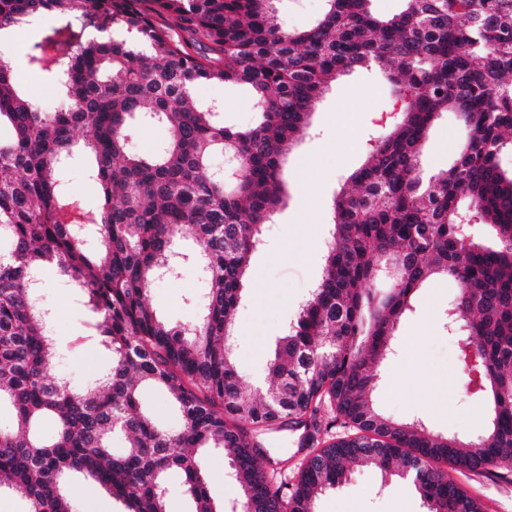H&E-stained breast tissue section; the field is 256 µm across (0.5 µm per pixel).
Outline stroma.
Masks as SVG:
<instances>
[{"label": "stroma", "mask_w": 512, "mask_h": 512, "mask_svg": "<svg viewBox=\"0 0 512 512\" xmlns=\"http://www.w3.org/2000/svg\"><path fill=\"white\" fill-rule=\"evenodd\" d=\"M52 21L47 15L41 23L17 28L7 36L19 88L48 112L56 109L59 90L28 68L27 54L41 27ZM194 97L200 104H222L227 126L244 129L256 121L243 86L203 82L196 85ZM392 109L390 86L379 73L350 71L320 97L307 134L284 159L281 179L286 197L252 256L234 316V355L247 392H256L259 382L266 380L277 336L320 281L324 256L314 252L311 244L318 239L330 243L333 200L345 178L363 163L369 143L393 123ZM462 137L454 113L444 114L424 149L423 177L447 169L453 145ZM91 165V156L78 146L65 170L68 192L89 209L100 203L99 191L88 180ZM303 183L310 193L306 199L298 192ZM41 278L38 303L52 311L60 344L58 354L46 364L47 375L66 381L71 388H85L111 368L112 356L102 348L75 347V337L91 333L93 316L55 266H46ZM206 291L198 267L188 261L178 277L154 283L150 302L170 324L184 327L200 319ZM455 292L452 281L438 278L419 289L412 313L397 328L395 355L379 368L374 398L392 419L421 418L439 433L475 435L481 430L484 408L463 393L457 341L445 320ZM454 478L478 501L482 512H512V462L488 473L458 472ZM62 487L74 512H124L123 503L91 487L78 473H68ZM315 512H427V508L400 478L354 464L347 482L317 499Z\"/></svg>", "instance_id": "stroma-1"}]
</instances>
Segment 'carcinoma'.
Listing matches in <instances>:
<instances>
[{
  "label": "carcinoma",
  "instance_id": "cac0c4a2",
  "mask_svg": "<svg viewBox=\"0 0 512 512\" xmlns=\"http://www.w3.org/2000/svg\"><path fill=\"white\" fill-rule=\"evenodd\" d=\"M273 2L0 0V32L56 15L28 63L63 88L53 112L23 97L0 41V239L9 242L0 250V404L15 411L0 429V492L21 493L29 512H73L61 489L67 472L125 512H167L172 469L192 512H225L208 492L210 449L224 452L236 507L247 512H314L353 462L409 478L428 512H481L441 465L489 472L512 461V172L499 162L512 148V0H405L390 17L373 13L371 0H324L299 31L280 27ZM163 15L183 37L156 22ZM356 68L380 72L408 103L340 189L322 279L277 337L272 385L247 394L231 318L282 201L281 162L328 82ZM204 80L248 86L256 123L234 129L195 105ZM446 112L466 140L445 173L425 180L423 147ZM134 119L168 130L149 157L128 150ZM78 134L104 197L88 219L63 186ZM219 149L239 160L238 178L215 174ZM462 216L487 225L493 244L464 240ZM186 231L203 242L187 257L209 288L202 317L181 328L148 298ZM389 262L394 278L380 294ZM46 264L99 317L85 345L112 354L111 371L82 390L46 374L56 341L34 295ZM434 275L456 284L448 309L464 390L488 406L482 433L469 439L393 420L372 400L371 368L392 353L397 324ZM144 384L178 407V432L141 410ZM284 418L309 448L293 482L276 479L281 462L262 440ZM44 423L48 438L37 432ZM337 426L342 437L322 439ZM114 432L126 438L120 452Z\"/></svg>",
  "mask_w": 512,
  "mask_h": 512
}]
</instances>
